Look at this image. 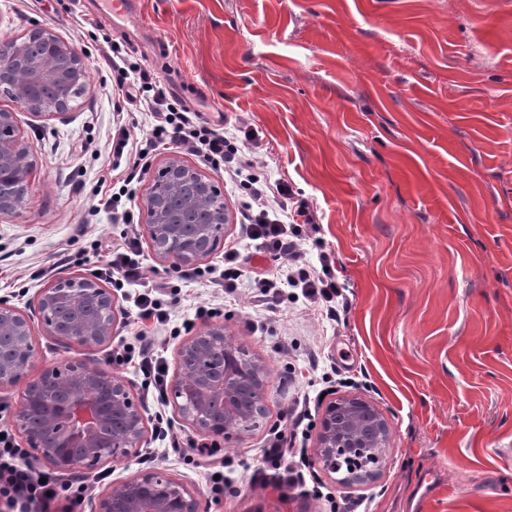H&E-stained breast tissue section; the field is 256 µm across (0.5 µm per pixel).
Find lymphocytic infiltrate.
<instances>
[{
	"label": "lymphocytic infiltrate",
	"mask_w": 512,
	"mask_h": 512,
	"mask_svg": "<svg viewBox=\"0 0 512 512\" xmlns=\"http://www.w3.org/2000/svg\"><path fill=\"white\" fill-rule=\"evenodd\" d=\"M110 51L117 90L129 85L137 89L154 120L151 129L140 136L134 135L131 128L118 126L112 142L115 154L132 149L133 160L138 163L157 146L173 144L212 168L234 176L248 199L250 239L279 263L276 274L259 278L261 297L272 298L282 289L294 288L327 317H335L345 297L329 270L330 256L320 252L315 267L306 258L308 239L304 227L312 223L313 214L306 202L296 200L287 181L253 174L246 146L255 141L254 131L247 128L221 132L210 127L186 105L170 102L144 66L123 65L120 46H111ZM24 455L12 433L0 438V496L27 507L47 510L57 504L61 512H77L89 488L87 481L64 482L53 474L41 477L25 463Z\"/></svg>",
	"instance_id": "1"
}]
</instances>
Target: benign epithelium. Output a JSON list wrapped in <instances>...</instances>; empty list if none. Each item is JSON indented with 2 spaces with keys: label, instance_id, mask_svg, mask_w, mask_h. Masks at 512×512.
Wrapping results in <instances>:
<instances>
[{
  "label": "benign epithelium",
  "instance_id": "obj_1",
  "mask_svg": "<svg viewBox=\"0 0 512 512\" xmlns=\"http://www.w3.org/2000/svg\"><path fill=\"white\" fill-rule=\"evenodd\" d=\"M43 57L34 58L12 42L0 44V84H9L14 100L35 117L63 115L70 98L81 92L88 64L82 56L44 32ZM52 84L57 107L47 112L34 95ZM28 143L20 135L17 113L0 110V215L17 211L29 188L32 163ZM166 191L152 184L142 201L144 233L154 257L174 270L197 265L216 251L228 214L223 198L199 171L179 156L161 170ZM207 195L208 220L191 224L193 200ZM96 311L90 321L62 319V309L75 299ZM38 319L46 333L65 343L95 347L112 340L117 306L112 293L88 278L59 277L36 300ZM35 362L34 325L17 308L0 303V392L19 390L15 426L28 448L59 471L94 468L109 460L138 454L144 443V406L135 401L129 384L111 371L70 362L67 383L54 368L28 380ZM269 373L246 350L224 336V327L207 329L181 343L172 385L179 415L208 437H230L259 424L266 414ZM368 401L348 396L330 402L323 413L315 463L336 473V458L356 459L372 448H386L390 425L379 415L362 426L355 415ZM379 470L366 468L339 483L346 487L375 479ZM92 512H205L202 499L188 485L155 469L108 486L91 502Z\"/></svg>",
  "mask_w": 512,
  "mask_h": 512
}]
</instances>
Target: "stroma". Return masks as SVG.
<instances>
[{"mask_svg":"<svg viewBox=\"0 0 512 512\" xmlns=\"http://www.w3.org/2000/svg\"><path fill=\"white\" fill-rule=\"evenodd\" d=\"M79 0H0V42L35 29L58 35L88 64L82 93L60 118H38L0 90L18 115L34 167L16 213L0 217V301L32 313L58 275L94 277L113 246L139 245L147 282L176 284L163 303L188 330L155 332V354L175 370L183 339L204 330L197 307L266 364V416L231 438L197 433L171 400L109 356L132 342L138 288L112 287L118 323L97 347L34 335L37 368L68 360L109 369L145 407L146 442L107 464L118 481L156 468L196 489L206 512H512V0H136L134 21L158 49L128 42L106 5L76 31ZM110 36L148 66L173 101L213 128L243 119L256 131L265 175L290 184L315 216L311 239L334 260L348 301L340 322L314 315L284 289L258 305L241 278L236 298L178 274L151 253L140 199L171 154L159 147L132 182L134 221L116 224L96 192L111 180L115 122L148 130L135 98L112 93L100 43ZM228 208L225 244L253 254L235 193L204 168ZM309 392L321 419L328 401L363 396L390 422L381 477L339 486L314 466L318 432L297 438L302 482L264 481L266 444ZM163 414L180 439L156 430ZM231 460V491L208 474ZM436 473L426 485L427 473Z\"/></svg>","mask_w":512,"mask_h":512,"instance_id":"obj_1","label":"stroma"}]
</instances>
